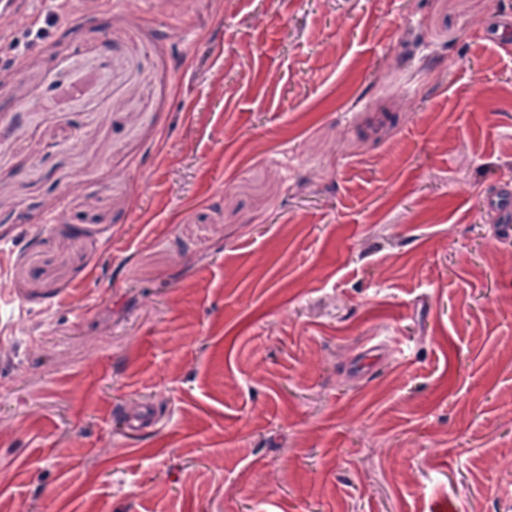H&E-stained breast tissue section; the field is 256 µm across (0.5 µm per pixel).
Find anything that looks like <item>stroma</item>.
<instances>
[{
    "label": "stroma",
    "instance_id": "stroma-1",
    "mask_svg": "<svg viewBox=\"0 0 512 512\" xmlns=\"http://www.w3.org/2000/svg\"><path fill=\"white\" fill-rule=\"evenodd\" d=\"M505 15L91 0L0 61V512H512ZM484 202L498 224L512 222V178L510 174L499 178L497 189L487 196Z\"/></svg>",
    "mask_w": 512,
    "mask_h": 512
}]
</instances>
